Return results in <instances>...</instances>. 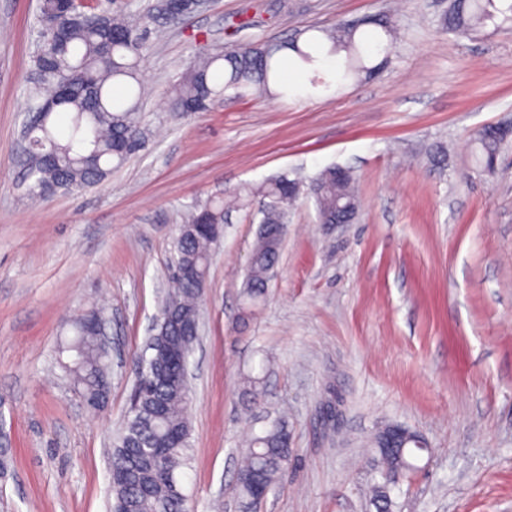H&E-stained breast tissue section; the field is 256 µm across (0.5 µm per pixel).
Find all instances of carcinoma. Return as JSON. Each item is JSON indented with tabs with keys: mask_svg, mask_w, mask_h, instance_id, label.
Masks as SVG:
<instances>
[{
	"mask_svg": "<svg viewBox=\"0 0 512 512\" xmlns=\"http://www.w3.org/2000/svg\"><path fill=\"white\" fill-rule=\"evenodd\" d=\"M63 16L57 30L45 28V20ZM160 16L172 18L168 0L152 4L135 16L88 12L77 0H40L34 69L27 111H41L22 149L26 179L35 197L44 192L76 191L94 186L120 167L143 143L139 115L126 104L141 97L140 62L150 25ZM512 23V0H451L445 25L461 37L486 27ZM372 25L366 36L360 26ZM341 22L324 33L326 55L346 54V74L372 75L388 62L398 39V26L388 17ZM292 50L298 61L319 73L320 46L294 42L286 46L243 43L230 50L213 47L195 53L180 79L168 91L173 112H205L228 92L246 88L259 95L271 91L279 79L277 54ZM473 140L484 171L494 172L503 146L512 139L476 131ZM315 200L318 218L334 217L340 207L359 209L352 172L329 167L312 179L289 178L282 173L259 186L242 188L234 201H262L261 222L252 247L243 296L246 309L262 299L268 288L272 262L278 260L277 237L272 235L281 215H288L302 194ZM229 207L221 198L188 209L174 241L171 261L189 264L208 275L211 251L223 232ZM169 267L170 292L156 318L157 329L148 347L156 348L135 379L131 405L122 430L113 441L110 486L111 512H187L180 471L187 465L190 440L189 389L173 382L170 365L189 361L196 338L187 334L200 316L202 284L174 273ZM74 337L63 350L74 353L65 364L74 387L91 411L102 397V380L109 377L110 363L103 353L95 324L84 314L73 323ZM249 405L262 400V377L246 380ZM418 436L404 448L375 449L388 473L415 468L410 461ZM293 460L288 422L272 421L252 437L237 475L243 512L256 507L253 486L273 487L288 474Z\"/></svg>",
	"mask_w": 512,
	"mask_h": 512,
	"instance_id": "cac0c4a2",
	"label": "carcinoma"
}]
</instances>
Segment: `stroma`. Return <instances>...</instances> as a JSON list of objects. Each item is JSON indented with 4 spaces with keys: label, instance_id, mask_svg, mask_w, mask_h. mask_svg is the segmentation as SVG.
Instances as JSON below:
<instances>
[{
    "label": "stroma",
    "instance_id": "stroma-1",
    "mask_svg": "<svg viewBox=\"0 0 512 512\" xmlns=\"http://www.w3.org/2000/svg\"><path fill=\"white\" fill-rule=\"evenodd\" d=\"M449 4L207 0L159 20L139 112L161 136L104 183L42 200L27 193L19 136L39 0H0V512H110L109 450L167 295L178 214L333 165L357 180L355 220L319 223L301 197L252 311L258 202L230 212L212 252L190 365L189 512H242L237 462L276 418L293 462L259 512H377L372 441L393 424L428 445L417 472L391 483L394 512H512V150L490 175L473 146L479 127L512 120V25L458 38L442 24ZM389 14L401 39L378 76L169 109L165 91L196 51L303 42ZM98 307L112 389L93 414L59 350ZM262 365V406L249 412L245 378Z\"/></svg>",
    "mask_w": 512,
    "mask_h": 512
}]
</instances>
